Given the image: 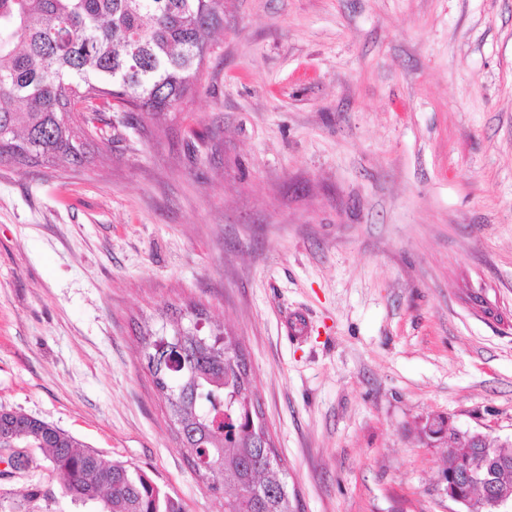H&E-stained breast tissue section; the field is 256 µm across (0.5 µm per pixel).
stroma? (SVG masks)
<instances>
[{
  "instance_id": "35a3bbf8",
  "label": "stroma",
  "mask_w": 512,
  "mask_h": 512,
  "mask_svg": "<svg viewBox=\"0 0 512 512\" xmlns=\"http://www.w3.org/2000/svg\"><path fill=\"white\" fill-rule=\"evenodd\" d=\"M0 163V407L224 512L147 367L237 337L296 512H459L431 416L512 439V0H226L180 111ZM0 512H96L41 449Z\"/></svg>"
}]
</instances>
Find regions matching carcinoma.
Here are the masks:
<instances>
[{
    "label": "carcinoma",
    "mask_w": 512,
    "mask_h": 512,
    "mask_svg": "<svg viewBox=\"0 0 512 512\" xmlns=\"http://www.w3.org/2000/svg\"><path fill=\"white\" fill-rule=\"evenodd\" d=\"M224 26V0H0V163L65 170L91 153L101 113L176 112L195 91L211 35ZM190 370L153 374L180 450L224 512H295L288 472L269 432L233 336H202L170 322ZM34 426L26 444L63 476V493L99 512H183L145 472L109 463L68 432L0 409V448Z\"/></svg>",
    "instance_id": "obj_1"
}]
</instances>
